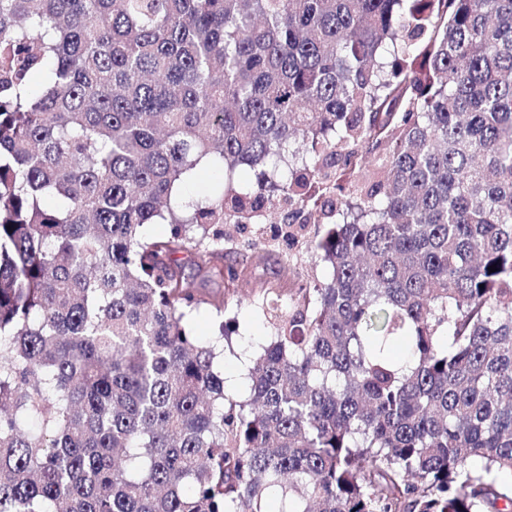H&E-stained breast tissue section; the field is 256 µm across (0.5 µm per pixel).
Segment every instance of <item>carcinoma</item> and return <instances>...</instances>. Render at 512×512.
Wrapping results in <instances>:
<instances>
[{"label": "carcinoma", "instance_id": "obj_1", "mask_svg": "<svg viewBox=\"0 0 512 512\" xmlns=\"http://www.w3.org/2000/svg\"><path fill=\"white\" fill-rule=\"evenodd\" d=\"M272 209L336 217L330 276L265 292L235 400L177 255L235 284ZM502 473L512 0H0V512H512ZM206 161L203 160L199 164L200 169L196 176L185 184L183 191L187 198H198L212 190V188L222 180L220 172L210 168H204Z\"/></svg>", "mask_w": 512, "mask_h": 512}]
</instances>
